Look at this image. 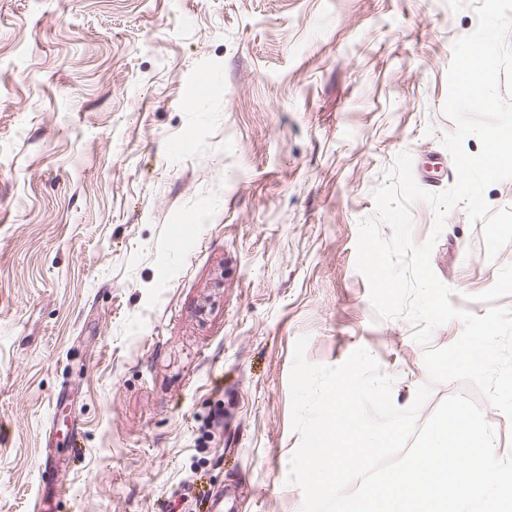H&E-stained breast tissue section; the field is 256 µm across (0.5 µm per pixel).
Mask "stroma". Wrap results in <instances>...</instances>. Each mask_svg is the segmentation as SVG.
Instances as JSON below:
<instances>
[{
	"instance_id": "1",
	"label": "stroma",
	"mask_w": 512,
	"mask_h": 512,
	"mask_svg": "<svg viewBox=\"0 0 512 512\" xmlns=\"http://www.w3.org/2000/svg\"><path fill=\"white\" fill-rule=\"evenodd\" d=\"M448 0H0V512H33L64 399L49 512H301L286 485L293 347H363L426 421L457 381L377 317L356 269L373 194L413 158L452 187ZM449 213L431 253L454 306H512V243ZM81 446L71 458L69 434Z\"/></svg>"
}]
</instances>
